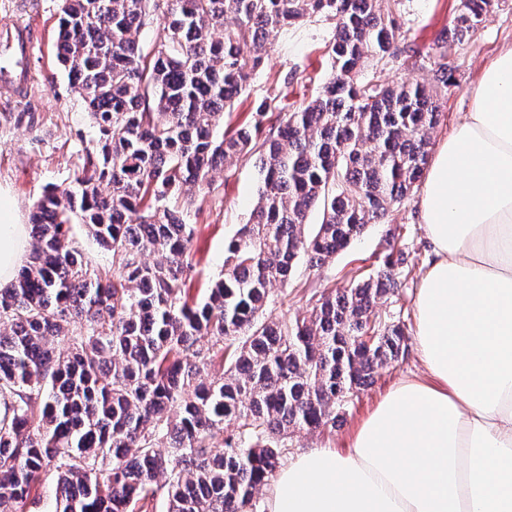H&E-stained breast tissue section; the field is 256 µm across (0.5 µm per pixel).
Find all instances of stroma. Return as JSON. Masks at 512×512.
Masks as SVG:
<instances>
[{
    "label": "stroma",
    "instance_id": "stroma-1",
    "mask_svg": "<svg viewBox=\"0 0 512 512\" xmlns=\"http://www.w3.org/2000/svg\"><path fill=\"white\" fill-rule=\"evenodd\" d=\"M61 0H0V30H30L33 48L25 62L27 83L19 92L0 86V200L9 204L18 223H27L34 201L51 185L71 182L84 166L86 150L95 139L83 98L70 85L56 58L55 39ZM401 18L397 58L367 67L362 78L378 84L400 81L429 83L438 59V44L458 13V0H388ZM335 22L314 17L284 28L269 38L268 58L262 70L224 115V125L249 122L258 106L266 104V126H277L288 113L316 97L329 75L328 45ZM512 44V0H500L475 32L448 46L451 68L448 87L437 90L441 106L431 134L440 147L468 112L471 90L483 65ZM261 176L255 158L229 161L215 172L209 185L194 191L186 221L196 227L190 244L194 298H202L210 280L224 273V243L245 223L257 199ZM421 189L393 207L388 224L369 225L347 249L318 269L298 267L288 284L277 287L266 315L290 323L312 309L313 290L340 287L352 271L377 266L388 228L399 229L397 248L406 251L415 268L402 288L400 302L379 303L380 315L400 312L406 330L414 328L415 298L428 256L420 220ZM415 350L398 364L380 370L373 385L349 397L343 426L295 433L284 461L312 448L346 451L351 437L402 379L424 376Z\"/></svg>",
    "mask_w": 512,
    "mask_h": 512
}]
</instances>
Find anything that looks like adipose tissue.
I'll return each instance as SVG.
<instances>
[{"mask_svg":"<svg viewBox=\"0 0 512 512\" xmlns=\"http://www.w3.org/2000/svg\"><path fill=\"white\" fill-rule=\"evenodd\" d=\"M429 164L421 218L432 261L415 301L426 375L399 383L346 452L298 454L268 512H512V46ZM29 229L0 217V289Z\"/></svg>","mask_w":512,"mask_h":512,"instance_id":"ef3b65f1","label":"adipose tissue"}]
</instances>
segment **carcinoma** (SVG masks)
I'll return each instance as SVG.
<instances>
[{"instance_id": "carcinoma-1", "label": "carcinoma", "mask_w": 512, "mask_h": 512, "mask_svg": "<svg viewBox=\"0 0 512 512\" xmlns=\"http://www.w3.org/2000/svg\"><path fill=\"white\" fill-rule=\"evenodd\" d=\"M61 2V63L96 140L74 182L33 204L32 252L0 289V512H27L49 478L55 512H151L160 479L167 512H257L284 440L336 426L345 399L407 351L400 319L372 323L413 270L394 231L379 265L319 292L309 317L264 311L299 262L326 263L410 196L436 91L361 80L401 35L386 0ZM498 3L461 0L451 39ZM313 15L336 19L318 96L275 129L262 103L224 132L266 36ZM155 23L146 50L139 35ZM254 153L257 201L224 244V277L192 303V189ZM75 218L112 253V274L74 245ZM216 361L222 372L202 380Z\"/></svg>"}]
</instances>
